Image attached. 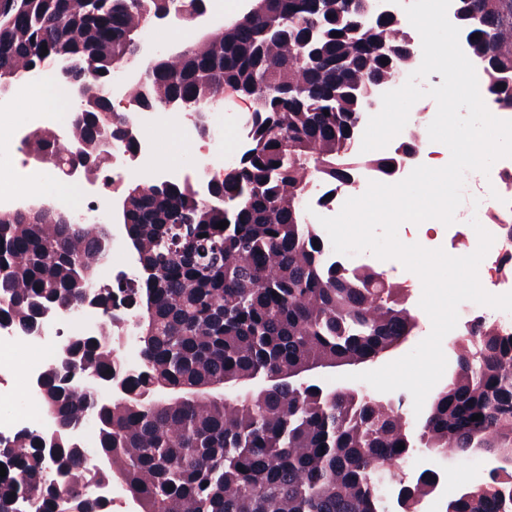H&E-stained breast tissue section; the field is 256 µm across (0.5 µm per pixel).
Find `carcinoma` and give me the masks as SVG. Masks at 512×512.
I'll return each mask as SVG.
<instances>
[{"instance_id":"carcinoma-1","label":"carcinoma","mask_w":512,"mask_h":512,"mask_svg":"<svg viewBox=\"0 0 512 512\" xmlns=\"http://www.w3.org/2000/svg\"><path fill=\"white\" fill-rule=\"evenodd\" d=\"M194 2L0 0V84L13 87L67 58L93 119L71 122L64 141L35 129L25 151L60 169L81 156L106 169L100 139L120 116L104 103V74L134 53L151 19ZM470 3L476 15L464 24L478 35L470 55L487 59L483 99L512 110V0ZM282 6L288 22L276 27L281 35L266 32V19L230 23L143 66L128 87L130 112L173 99L183 109L207 104L229 81L270 91L249 127V159L221 179L226 203L185 182H128L120 200L129 241L147 268L103 289L94 340L74 346L81 369L108 378L118 370L114 348L119 322L127 320L113 291L143 318L136 329L142 367L125 379L126 393L107 399L95 426L97 449L110 465L93 468L70 442L45 444L39 430L22 432L0 476V512H15L20 497L33 512H58L63 497L69 512H91V480L109 482L117 472L139 512H385L383 485L398 484L395 466L420 445V435L423 447L439 452L512 457V332L487 321L462 347L465 367L433 396L417 432L366 393L320 386L162 406L141 399L153 385L222 388L306 365L365 361L408 330L403 293L383 273L342 271L314 247L321 235L305 202L311 181L326 189L322 202L357 176L350 120L360 114L367 84L405 66L398 49L406 32L385 24L352 37L322 24L302 53L300 37L317 17L306 0ZM381 45L389 49L385 64L375 53ZM338 62L347 72L340 86L331 83ZM224 220L227 227L216 228ZM109 244L106 230L76 229L70 212L47 202L35 211L0 210V320L26 325L47 310L80 304ZM41 397L44 410L55 407L72 422L94 406L84 386L64 387L54 372ZM475 414L483 418L471 420ZM432 483L421 475L410 481L404 512ZM484 485L469 496L459 486L444 512H512V468L488 475Z\"/></svg>"}]
</instances>
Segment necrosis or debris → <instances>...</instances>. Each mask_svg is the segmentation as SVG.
Segmentation results:
<instances>
[{
    "mask_svg": "<svg viewBox=\"0 0 512 512\" xmlns=\"http://www.w3.org/2000/svg\"><path fill=\"white\" fill-rule=\"evenodd\" d=\"M25 107L31 119L47 120L57 126L68 125L73 111L72 98L51 76L41 75L20 84L9 97L0 98V112H11ZM210 134L189 162L173 164L166 162L159 144L148 137L144 122L134 125L139 152L134 166L113 164L103 175L104 191H90L77 182L57 188L50 197L53 205L66 209L85 224H101L106 220L109 203V188L123 186L128 180L139 179L150 183L157 176L172 181L184 180L190 165L211 164L216 157L232 158L236 146L224 131V118L209 113ZM11 142L10 136L0 135V169H6L8 179L0 181V209L13 208L22 198L32 182L48 181L53 169L43 166L29 169L15 165L11 154L4 148ZM465 191L470 195L467 208L457 209L455 221L459 224L478 220L494 237V242L480 267L485 272L501 270L512 264V247L504 242L503 228L507 216L512 215V160L502 161L489 173L468 172ZM101 314L88 310L77 316H65L47 322L42 336H20L9 327L0 325V371H9L16 381L17 398L14 407L6 413L0 412V440L13 437L24 430H31L40 421L42 399L34 391L33 381L57 358L65 337L90 336L96 331Z\"/></svg>",
    "mask_w": 512,
    "mask_h": 512,
    "instance_id": "obj_1",
    "label": "necrosis or debris"
}]
</instances>
